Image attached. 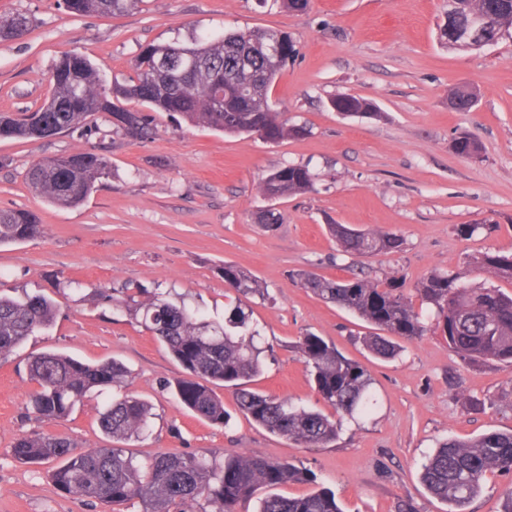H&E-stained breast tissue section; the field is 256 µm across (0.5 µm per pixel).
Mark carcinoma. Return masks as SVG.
<instances>
[{
  "label": "carcinoma",
  "instance_id": "carcinoma-1",
  "mask_svg": "<svg viewBox=\"0 0 512 512\" xmlns=\"http://www.w3.org/2000/svg\"><path fill=\"white\" fill-rule=\"evenodd\" d=\"M139 0H63L70 13L115 14L129 11ZM451 23L461 27L477 13L485 20L484 38L501 41V31L512 36V0H453ZM29 19L16 13L0 18V42L28 30ZM281 35L286 57L295 45L286 32L253 30L196 40L150 44L135 59L129 82L106 87L92 63L67 53L53 66L49 99L36 111L21 115L0 113V139L50 138L75 130L96 114H106L125 136L142 139L151 130V113L180 116L194 126L226 135L258 134L270 142L300 136L305 127L288 123L269 104L275 80L286 63L267 59L264 43ZM450 108L470 110L476 101L471 87H458L448 96ZM135 106H129V103ZM330 107L347 115L375 118L376 104L361 96L343 94ZM453 151L467 158L479 156L480 143L462 133ZM106 157L90 151L47 158L26 171L37 195L60 207L81 204L101 180L109 177ZM315 177L305 165L288 164L262 181L269 198H283L314 190ZM35 213L0 210V244H13L41 234ZM341 252L369 256L398 250L401 239L389 233L356 231L344 224L328 225ZM477 269L512 281V255L486 253ZM224 282L236 292L224 307V322L214 323L182 301H172L136 285L121 290L122 297L104 298L115 305H133L141 325L151 332L183 370L175 392L193 414L213 425H227L230 415L214 391H233L238 411L267 431L299 444L323 447L336 440L341 419L368 413L373 406L372 378L366 367L336 351L323 338L301 337L295 348L310 368L314 389L333 409L328 415L298 407L286 398L251 388L260 375L267 349L257 345L259 330L252 323L247 301L264 295V288L248 271L231 263L221 268ZM301 285L326 303L338 305L372 325L365 338L368 351L391 359L398 345L428 332L443 336L454 353L469 361L512 363V295L496 287H473L454 271L434 272L416 288L421 302L436 311V322L426 324L403 294L399 280L373 282L354 276L336 281L311 271L299 274ZM57 305L40 295L23 298L0 294V358L11 356L32 335L49 327ZM28 373L38 390L30 398L33 412L47 420H62L91 392H102L122 382L126 367L116 359L86 362L63 352L49 351L28 360ZM151 418L150 405L134 394L112 399L99 417L101 430L116 441L143 437ZM14 456L25 463L50 459L61 464L50 479L63 494L120 506L138 499L143 512H192L204 501L214 512H238L261 488L310 483L311 472L289 462L258 455H229L217 465L203 455L177 451L161 453L141 464L125 450L91 448L75 451L72 443L51 434L24 435L13 444ZM512 472V431L491 432L471 441L448 439L423 466L428 491L450 505L448 512H466L487 474ZM257 512H343L335 494L325 488L306 495H268Z\"/></svg>",
  "mask_w": 512,
  "mask_h": 512
}]
</instances>
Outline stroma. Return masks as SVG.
<instances>
[{
  "instance_id": "stroma-1",
  "label": "stroma",
  "mask_w": 512,
  "mask_h": 512,
  "mask_svg": "<svg viewBox=\"0 0 512 512\" xmlns=\"http://www.w3.org/2000/svg\"><path fill=\"white\" fill-rule=\"evenodd\" d=\"M446 9V0H310L303 12L258 0H140L124 13L76 16L59 0H0V17L31 20L23 36L0 43V113L38 108L53 63L67 52L89 59L106 81L123 83L148 44L271 28L288 32L296 53L270 104L307 129L304 137L273 143L180 125L157 112L148 138L133 140L97 114L52 138L0 140V209L33 211L43 226L34 239L0 246V292L38 293L58 306L52 326L0 361V512H111L57 491L49 478L55 461L13 456L18 437L39 433L69 438L79 450L111 444L98 424L106 396H88L63 420L33 413L36 385L27 362L48 350L127 367L114 393H133L152 406L148 433L125 445L138 461L168 451L219 463L254 454L313 474V484L279 487L285 496L323 487L335 492L343 512H396L403 500L417 512H448L424 486L423 466L446 439L512 430V365L462 360L433 333L400 340L394 359L374 358L362 343L370 325L297 279L302 270L336 280L394 277L413 299L423 278L452 270L512 294V282L475 269L484 253L512 252V39L478 51L445 47L437 26ZM461 86L477 92L472 111L448 106L449 93ZM341 94L374 101L380 118L334 111L329 101ZM463 132L481 144L480 157L452 151ZM80 150L104 154L112 170L84 203L62 208L31 191L25 173L32 162ZM288 163L309 166L314 191L267 198L261 182ZM266 210L280 222L259 224ZM330 224L393 233L403 245L351 256L328 235ZM463 224L480 230L460 236ZM227 262L265 288V298L251 303L273 351L259 390L325 410L293 349L307 334L369 370L374 408L343 420L335 442L306 447L272 434L238 412L227 390L228 426L194 416L173 390L180 366L130 311L101 297L134 282L220 321L235 298L219 271Z\"/></svg>"
}]
</instances>
